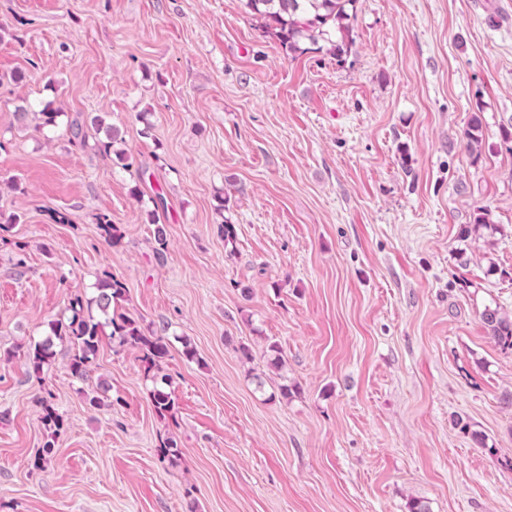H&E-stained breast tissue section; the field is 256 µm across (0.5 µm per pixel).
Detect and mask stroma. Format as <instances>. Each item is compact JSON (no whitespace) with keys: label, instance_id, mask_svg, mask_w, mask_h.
Listing matches in <instances>:
<instances>
[{"label":"stroma","instance_id":"obj_1","mask_svg":"<svg viewBox=\"0 0 512 512\" xmlns=\"http://www.w3.org/2000/svg\"><path fill=\"white\" fill-rule=\"evenodd\" d=\"M354 15L339 63L285 52L242 0H0V512H512V353L481 319L512 314V0ZM21 97L101 115L130 166L17 133ZM482 207L500 233L461 240ZM106 271L166 330L174 419L138 349L103 340L85 381L67 346L39 377L16 351ZM256 374L300 392L263 401Z\"/></svg>","mask_w":512,"mask_h":512}]
</instances>
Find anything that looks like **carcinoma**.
Returning a JSON list of instances; mask_svg holds the SVG:
<instances>
[{
	"instance_id": "1",
	"label": "carcinoma",
	"mask_w": 512,
	"mask_h": 512,
	"mask_svg": "<svg viewBox=\"0 0 512 512\" xmlns=\"http://www.w3.org/2000/svg\"><path fill=\"white\" fill-rule=\"evenodd\" d=\"M246 13L260 21L277 38L281 47L288 53L305 51L309 44L318 51H326L341 63L349 56L355 45L353 37V7L355 0H242ZM39 117V123L31 124V117ZM63 112L53 107L51 101L32 102L21 100L15 106L14 128L26 130L30 127L38 132L53 131L59 127ZM104 121L98 115L84 120L78 118L66 122L63 136L70 145L85 148L88 145V129L95 132L105 130V137H96L94 149L109 156L126 159V153L115 149L122 142L120 130L114 126L103 128ZM469 149L474 150L482 143L480 120L472 118L463 132ZM152 209L148 216L156 225L155 241L157 253H162L166 244L163 225L159 224L158 210L164 207L161 195L150 198ZM501 232L500 225L491 222L487 210H477L473 223L465 224L460 234L464 238L485 235L493 236ZM126 300L125 284L112 274L98 280L96 294L88 299L76 296L69 300L67 310L70 315L50 323L51 334L33 341L27 347L25 356L34 373L38 374L55 356L56 343L66 344L71 349L69 370L72 377L87 378L102 342L104 328H110V336L121 346H131L142 353L144 377L151 382L148 395L155 413L162 419L175 414L176 403L168 390V377L161 374L162 364L169 355L167 337L151 328L142 326L139 319L122 311ZM97 308L103 320H97L92 308ZM482 321L489 336L504 351L512 352V316L502 312L498 306L487 305L481 313ZM42 421L48 429L58 431L63 418L44 399Z\"/></svg>"
}]
</instances>
